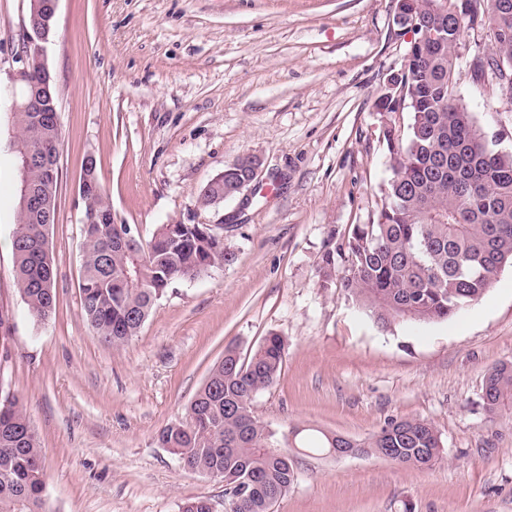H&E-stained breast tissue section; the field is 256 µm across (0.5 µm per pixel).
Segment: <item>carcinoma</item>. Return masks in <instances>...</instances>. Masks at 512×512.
Wrapping results in <instances>:
<instances>
[{"label":"carcinoma","instance_id":"1","mask_svg":"<svg viewBox=\"0 0 512 512\" xmlns=\"http://www.w3.org/2000/svg\"><path fill=\"white\" fill-rule=\"evenodd\" d=\"M423 20L442 24L439 37L413 31L405 70L391 79L377 103L381 142L393 176L382 205L367 224L347 236L331 237L319 266L320 286L336 284L345 265L343 287L381 326L399 321L448 319L480 299L499 272L512 264V150L479 124L476 113L456 90L457 45L474 20L462 15V0H412ZM479 24L512 32V0H482ZM492 59L505 70L496 85L512 100V36L494 42ZM409 113L400 123L398 109ZM17 145L58 152L62 131L56 114L38 127L30 113L12 116ZM250 157L224 168V179L203 190L205 206L224 202L253 168ZM37 186L46 202L58 180L33 169L19 173ZM83 202L81 306L101 339L118 346L137 335L156 303L173 284L194 280L233 262L223 226L164 224L148 242L115 233L112 208L98 180L97 162L82 165ZM48 225L17 207L12 235L16 286L33 318L47 320L55 309L56 288L49 257ZM286 343L265 338L249 359L233 348L210 370L183 419L160 430V444L183 465L224 473V512H270L297 475L274 434L256 420L251 402L280 374ZM483 408L493 419L512 408V362L486 376ZM294 444L326 451L330 440L291 431ZM361 454L389 451L392 462L428 469L440 453V436L429 422L391 419L363 442ZM0 512H48L43 454L26 410L0 387Z\"/></svg>","mask_w":512,"mask_h":512}]
</instances>
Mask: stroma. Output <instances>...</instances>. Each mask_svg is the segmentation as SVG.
Wrapping results in <instances>:
<instances>
[{"label":"stroma","instance_id":"35a3bbf8","mask_svg":"<svg viewBox=\"0 0 512 512\" xmlns=\"http://www.w3.org/2000/svg\"><path fill=\"white\" fill-rule=\"evenodd\" d=\"M397 0H59L43 45L62 142L49 247L56 309L36 321L16 290L18 172L0 156V387L22 400L45 460L50 512H224V483L184 467L157 436L227 347L249 357L282 336L278 380L252 409L294 461L274 512H512V409L488 419L486 374L512 361V265L447 320L383 329L344 288L319 282L330 234L368 223L392 177L376 103L411 36ZM29 0H0V85L22 66ZM489 29L467 31L457 90L512 149V100L474 74ZM115 223L151 239L164 224H220L234 261L168 289L113 347L81 313L86 155ZM262 165L236 198L204 187L239 158ZM391 418L431 423L425 470L295 448L292 428L364 440Z\"/></svg>","mask_w":512,"mask_h":512}]
</instances>
